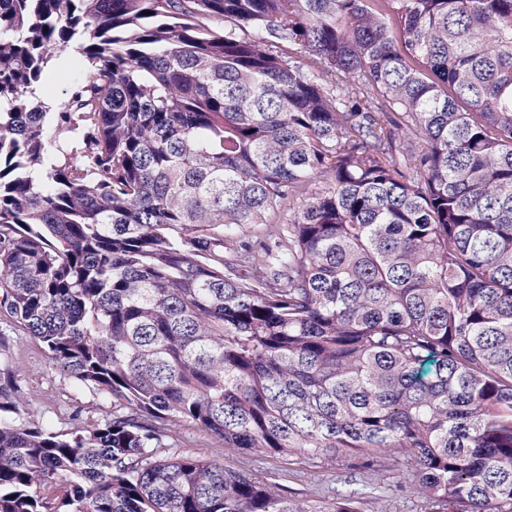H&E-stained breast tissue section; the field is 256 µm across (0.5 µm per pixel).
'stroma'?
<instances>
[{
  "label": "stroma",
  "mask_w": 512,
  "mask_h": 512,
  "mask_svg": "<svg viewBox=\"0 0 512 512\" xmlns=\"http://www.w3.org/2000/svg\"><path fill=\"white\" fill-rule=\"evenodd\" d=\"M79 54L68 48L55 65V70L41 91L44 101L60 106L67 91L80 76ZM6 346L0 349V375H14L19 388L16 401L20 414L34 423L50 424L59 433L70 432L73 423L69 411L79 410L86 423H101L112 415L111 399L80 386L58 367L50 363L43 345L33 337L0 324ZM164 442L172 452L192 454L216 460L225 466L259 481L275 485L281 494L317 500L335 496L343 480L349 476L375 482V474L365 469L362 459L327 458L310 464L300 458L255 456L223 442L189 424L167 428ZM428 502L416 490L378 489L365 499L362 512H427Z\"/></svg>",
  "instance_id": "stroma-1"
}]
</instances>
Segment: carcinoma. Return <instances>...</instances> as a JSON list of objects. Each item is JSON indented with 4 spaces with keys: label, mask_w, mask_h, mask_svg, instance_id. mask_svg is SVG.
Returning <instances> with one entry per match:
<instances>
[{
    "label": "carcinoma",
    "mask_w": 512,
    "mask_h": 512,
    "mask_svg": "<svg viewBox=\"0 0 512 512\" xmlns=\"http://www.w3.org/2000/svg\"><path fill=\"white\" fill-rule=\"evenodd\" d=\"M0 322L118 407L57 433L0 381V512L367 497L160 455L180 423L512 512V0H0ZM79 54L75 46H70L56 63L52 76L42 88L40 96L44 101L51 102V108L57 109L67 98V91L81 73L78 65Z\"/></svg>",
    "instance_id": "obj_1"
}]
</instances>
